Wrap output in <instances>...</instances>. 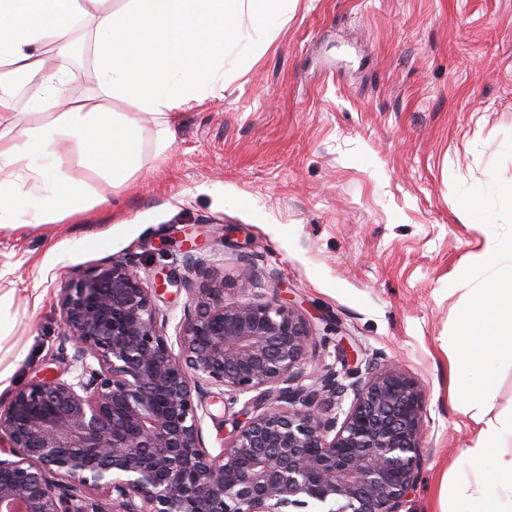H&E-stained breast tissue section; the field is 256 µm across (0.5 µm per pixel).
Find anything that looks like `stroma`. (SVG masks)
<instances>
[{
    "label": "stroma",
    "mask_w": 512,
    "mask_h": 512,
    "mask_svg": "<svg viewBox=\"0 0 512 512\" xmlns=\"http://www.w3.org/2000/svg\"><path fill=\"white\" fill-rule=\"evenodd\" d=\"M174 139L110 187L67 158L95 195L61 224L0 230V389L60 370L64 287L100 263L133 258L145 281L183 272L184 251L224 280L228 301L287 303L313 343L304 385L377 357L423 394L420 477L403 512H453L451 466H465L477 425L448 391V354L474 266L512 239V0H298L248 72L223 95L177 112ZM485 196L489 229L461 200ZM219 453L224 402L198 412Z\"/></svg>",
    "instance_id": "35a3bbf8"
}]
</instances>
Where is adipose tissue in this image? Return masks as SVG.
Instances as JSON below:
<instances>
[{"label": "adipose tissue", "mask_w": 512, "mask_h": 512, "mask_svg": "<svg viewBox=\"0 0 512 512\" xmlns=\"http://www.w3.org/2000/svg\"><path fill=\"white\" fill-rule=\"evenodd\" d=\"M297 0H0V67L34 92L25 108L0 93V230L55 224L106 204L88 198L64 166L118 187L142 168L141 116L156 128V151L171 144L175 112L224 89V61L247 70L253 50ZM89 34L97 88L68 94L69 37L76 18ZM512 358V280H489L464 295L449 360L452 397L473 411L480 429L457 472L466 512H512V417L493 416L492 364ZM495 454L492 469L479 468Z\"/></svg>", "instance_id": "adipose-tissue-1"}]
</instances>
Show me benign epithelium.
Instances as JSON below:
<instances>
[{
  "label": "benign epithelium",
  "mask_w": 512,
  "mask_h": 512,
  "mask_svg": "<svg viewBox=\"0 0 512 512\" xmlns=\"http://www.w3.org/2000/svg\"><path fill=\"white\" fill-rule=\"evenodd\" d=\"M211 279L176 341L136 263L72 280L58 307L63 354L0 399V512H401L419 477L422 394L397 368H328L302 384L312 337L286 304L224 301ZM243 402L213 455L198 409L213 389ZM353 402L344 419L336 404Z\"/></svg>",
  "instance_id": "obj_1"
}]
</instances>
